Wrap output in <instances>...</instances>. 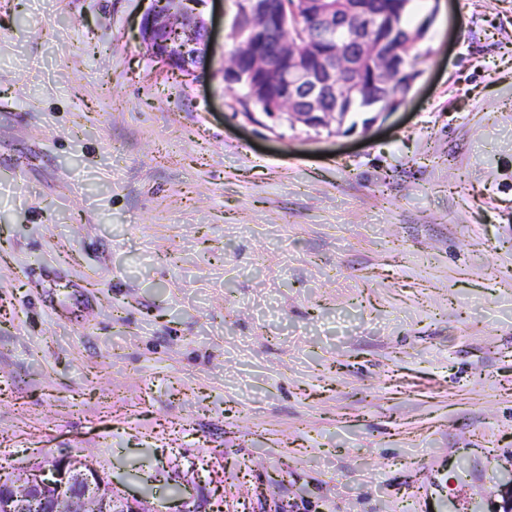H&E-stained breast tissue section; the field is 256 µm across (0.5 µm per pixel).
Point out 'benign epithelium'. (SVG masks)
Wrapping results in <instances>:
<instances>
[{
    "label": "benign epithelium",
    "mask_w": 512,
    "mask_h": 512,
    "mask_svg": "<svg viewBox=\"0 0 512 512\" xmlns=\"http://www.w3.org/2000/svg\"><path fill=\"white\" fill-rule=\"evenodd\" d=\"M205 0H152L140 24V37L152 56L164 66L196 77L209 66L208 26L201 7ZM280 0H236V16L250 20V34L239 37L225 61L224 82L239 84L244 79L242 64L254 70L273 72L276 84L270 94L264 83L248 85L251 101L266 107L265 116L282 115L313 129L342 128L350 115H377L397 111L407 92L387 103L365 95L362 83L353 80L338 88L339 73L362 72L371 66L374 84L384 87L405 75L401 51L377 55L380 45L371 39V26H381L406 46L422 41L433 22L429 16L416 28L405 29L399 15L378 20L363 12L358 0H347L343 11L329 0H296V12L316 23L315 34L305 44L281 38L277 46L279 64L264 57L258 40L281 25ZM0 512H142L134 502L112 492L111 483L88 464L73 457H52L25 475L0 480Z\"/></svg>",
    "instance_id": "7a95c632"
}]
</instances>
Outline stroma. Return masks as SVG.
<instances>
[{"label": "stroma", "instance_id": "stroma-1", "mask_svg": "<svg viewBox=\"0 0 512 512\" xmlns=\"http://www.w3.org/2000/svg\"><path fill=\"white\" fill-rule=\"evenodd\" d=\"M151 0H0V466L146 512H512V0H439L407 103L271 121ZM493 449L485 458L484 449ZM140 24V37L164 66L196 77L209 66L205 0H152Z\"/></svg>", "mask_w": 512, "mask_h": 512}]
</instances>
